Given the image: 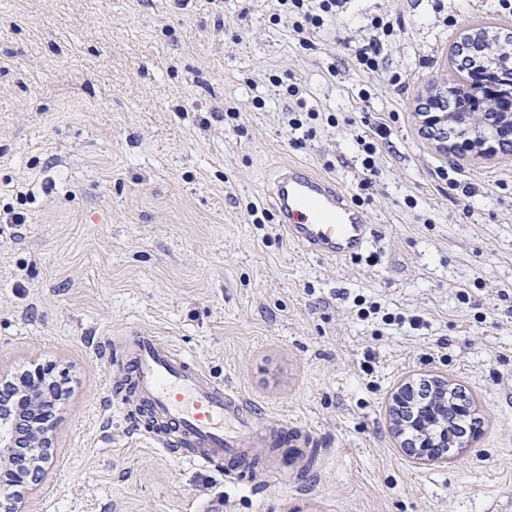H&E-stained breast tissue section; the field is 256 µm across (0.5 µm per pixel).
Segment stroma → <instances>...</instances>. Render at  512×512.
<instances>
[{
  "label": "stroma",
  "mask_w": 512,
  "mask_h": 512,
  "mask_svg": "<svg viewBox=\"0 0 512 512\" xmlns=\"http://www.w3.org/2000/svg\"><path fill=\"white\" fill-rule=\"evenodd\" d=\"M274 0H0V375L48 366L63 395L48 476L25 512H498L512 499V153L445 151L418 109L463 28L512 34L494 0H350L299 44ZM396 25L367 74L350 43ZM306 88L305 146L271 76ZM338 125L329 127L325 114ZM390 136L370 188L357 136ZM330 175L375 238L304 255L266 193L280 166ZM460 171L470 197L443 169ZM266 211L250 223L246 208ZM422 316L418 330L362 304ZM138 327L196 358L279 430L280 460L201 468L157 447L117 337ZM441 378L477 408L472 442L416 459L390 415Z\"/></svg>",
  "instance_id": "1"
}]
</instances>
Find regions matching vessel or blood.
<instances>
[{
    "instance_id": "b4317fda",
    "label": "vessel or blood",
    "mask_w": 512,
    "mask_h": 512,
    "mask_svg": "<svg viewBox=\"0 0 512 512\" xmlns=\"http://www.w3.org/2000/svg\"><path fill=\"white\" fill-rule=\"evenodd\" d=\"M287 240L309 256L347 260L364 251L373 229L333 178L290 162L268 189ZM126 367L143 412L161 421L163 451L183 446L193 463L239 462L269 435L242 393L213 381L197 361L137 330L125 340Z\"/></svg>"
}]
</instances>
